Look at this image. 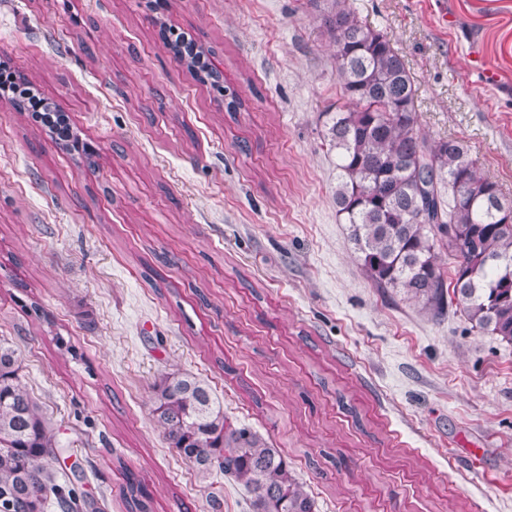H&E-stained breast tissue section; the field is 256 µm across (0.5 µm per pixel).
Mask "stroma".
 Returning <instances> with one entry per match:
<instances>
[{
	"mask_svg": "<svg viewBox=\"0 0 512 512\" xmlns=\"http://www.w3.org/2000/svg\"><path fill=\"white\" fill-rule=\"evenodd\" d=\"M347 2L404 57L421 135L461 140L512 198V0ZM0 58L88 146L0 98V341L55 425L57 484L126 512L131 472L153 512H250L155 423V384L187 372L315 512H512V343L365 275L312 0H0ZM170 42L177 47L180 53L195 64L198 74L209 76V67L205 56L198 50L194 40L187 33L171 30L168 36Z\"/></svg>",
	"mask_w": 512,
	"mask_h": 512,
	"instance_id": "obj_1",
	"label": "stroma"
}]
</instances>
